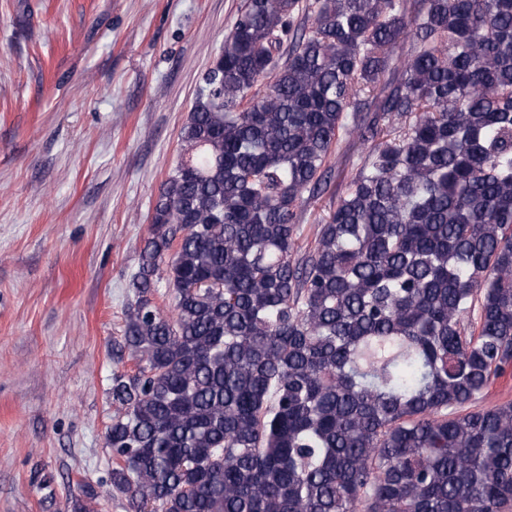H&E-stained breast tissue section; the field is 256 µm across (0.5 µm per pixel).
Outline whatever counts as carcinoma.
<instances>
[{
  "instance_id": "obj_1",
  "label": "carcinoma",
  "mask_w": 512,
  "mask_h": 512,
  "mask_svg": "<svg viewBox=\"0 0 512 512\" xmlns=\"http://www.w3.org/2000/svg\"><path fill=\"white\" fill-rule=\"evenodd\" d=\"M130 288L97 481L129 512H512V401L476 407L512 366V0H245ZM366 151V147L355 138L342 137L330 158L331 177L327 187L315 197L304 194L299 208L303 219L298 239V245L303 249L314 244L319 225L324 224L329 213L336 208L337 199L345 193L356 175Z\"/></svg>"
}]
</instances>
